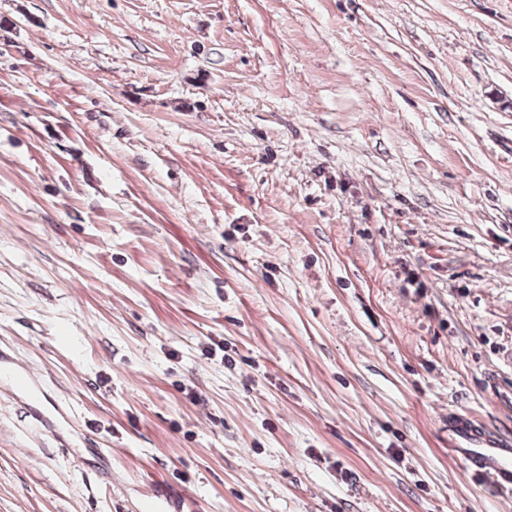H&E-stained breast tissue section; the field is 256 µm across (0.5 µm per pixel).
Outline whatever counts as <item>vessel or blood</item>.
<instances>
[{
	"label": "vessel or blood",
	"instance_id": "1",
	"mask_svg": "<svg viewBox=\"0 0 512 512\" xmlns=\"http://www.w3.org/2000/svg\"><path fill=\"white\" fill-rule=\"evenodd\" d=\"M448 453L464 463L471 479L512 491V438L455 411L448 415Z\"/></svg>",
	"mask_w": 512,
	"mask_h": 512
}]
</instances>
